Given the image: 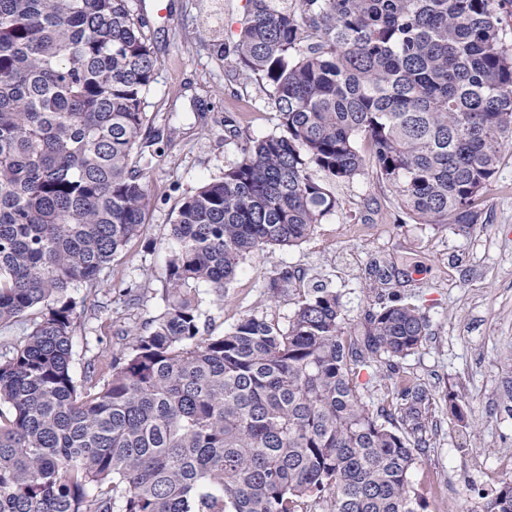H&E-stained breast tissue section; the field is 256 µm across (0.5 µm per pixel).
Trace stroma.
Segmentation results:
<instances>
[{
  "instance_id": "stroma-1",
  "label": "stroma",
  "mask_w": 512,
  "mask_h": 512,
  "mask_svg": "<svg viewBox=\"0 0 512 512\" xmlns=\"http://www.w3.org/2000/svg\"><path fill=\"white\" fill-rule=\"evenodd\" d=\"M145 18L158 65L146 96L152 130L170 136L148 153L150 202L140 234L129 241L112 276V289H131L129 323L157 315L163 303L167 236L178 201L201 183L220 178L238 157L242 137L272 133L277 114L261 84L233 76L232 60L218 47L237 33L245 0H167L169 17L152 0H131ZM237 129L229 131L225 116ZM341 211L317 225L306 242L247 257L224 292L208 303L209 333L227 331L249 314L287 322L307 288L324 283L341 296L345 329L356 328L379 296L395 293L419 306L429 332L398 373L417 378L438 403L432 438L413 472L428 512H470L480 494L506 478L512 458V152L505 155L466 226L416 224L396 207L394 192L369 172L336 187ZM286 270L293 279L278 297L266 284ZM81 321L72 368L115 343L111 316H91V300L76 292ZM457 393L463 421L445 396Z\"/></svg>"
}]
</instances>
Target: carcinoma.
<instances>
[{
    "label": "carcinoma",
    "instance_id": "obj_1",
    "mask_svg": "<svg viewBox=\"0 0 512 512\" xmlns=\"http://www.w3.org/2000/svg\"><path fill=\"white\" fill-rule=\"evenodd\" d=\"M512 0H246L224 56L260 82L278 132L246 137L175 208L159 314L72 372V293L137 237L149 204L146 95L157 68L131 0H0V512H427L412 473L429 390L392 377L429 321L391 297L346 333L340 294L288 325L201 333L197 286L297 246L375 170L417 224H474L512 150ZM474 512H512V478Z\"/></svg>",
    "mask_w": 512,
    "mask_h": 512
}]
</instances>
